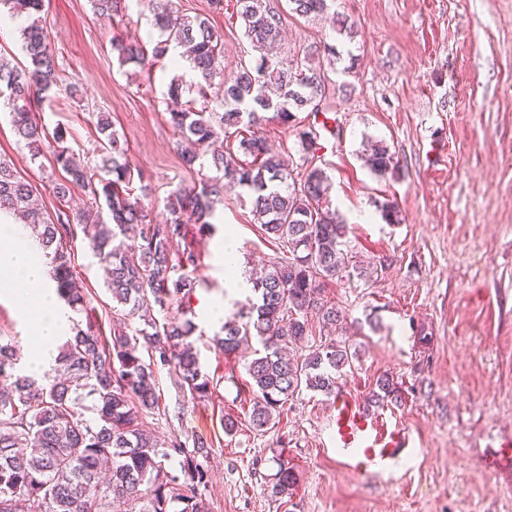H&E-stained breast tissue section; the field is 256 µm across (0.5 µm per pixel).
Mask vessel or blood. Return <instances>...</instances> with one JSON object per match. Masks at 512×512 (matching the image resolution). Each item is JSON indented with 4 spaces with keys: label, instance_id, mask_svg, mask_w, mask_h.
Segmentation results:
<instances>
[{
    "label": "vessel or blood",
    "instance_id": "obj_1",
    "mask_svg": "<svg viewBox=\"0 0 512 512\" xmlns=\"http://www.w3.org/2000/svg\"><path fill=\"white\" fill-rule=\"evenodd\" d=\"M336 450L355 470L369 472L405 453L406 444L386 439L379 420L344 397L336 404Z\"/></svg>",
    "mask_w": 512,
    "mask_h": 512
}]
</instances>
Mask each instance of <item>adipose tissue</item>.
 I'll list each match as a JSON object with an SVG mask.
<instances>
[{"label": "adipose tissue", "mask_w": 512, "mask_h": 512, "mask_svg": "<svg viewBox=\"0 0 512 512\" xmlns=\"http://www.w3.org/2000/svg\"><path fill=\"white\" fill-rule=\"evenodd\" d=\"M0 278L9 281L18 301L33 305L29 357L35 366H50L56 357L57 341L69 327L70 313L48 282L45 266L30 247L22 225L0 224Z\"/></svg>", "instance_id": "adipose-tissue-1"}]
</instances>
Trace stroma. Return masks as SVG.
<instances>
[{
    "label": "stroma",
    "instance_id": "1",
    "mask_svg": "<svg viewBox=\"0 0 512 512\" xmlns=\"http://www.w3.org/2000/svg\"><path fill=\"white\" fill-rule=\"evenodd\" d=\"M283 16L281 57L312 43L352 53L356 65L334 73L335 91L323 106L333 118L321 126L299 113V127L277 122L264 133L290 167L304 153L298 130L317 136L313 163L330 178V208L347 223L350 262L344 277L320 282L324 302L346 313L337 342L353 366L341 392L363 405L383 374L398 383L403 403L370 408L388 432L405 434L408 449L382 471L360 474L336 451V399L306 390L285 403L264 430L250 422L252 392L246 364L260 344L224 354L213 338L246 290L238 280L286 261L280 243L265 235L240 188L225 189L215 204L217 231L189 230L180 248L200 255L190 300L202 369L212 396L178 392L168 369L155 372L159 408L143 414L160 438L203 435L214 447L204 494L209 512H512V460L499 451L512 443V0H335L354 21L348 37L318 18L292 13L288 0H270ZM179 12L211 14L224 37V71L255 53L244 36L236 0L211 13L210 0H172ZM64 83L77 99L44 101L48 127L68 131L66 144L88 166L99 162L97 121L108 115L133 168L153 189V222L166 220L169 193L197 182L183 166L181 136L168 122L173 78L192 79L185 65L163 59L147 69L120 65L117 41L158 39L152 0H127L121 15L102 19L89 0H45L41 13ZM389 145L395 174L365 164L367 140ZM0 158L28 182L48 213L71 203L90 207L89 191L59 199L63 178L50 150L38 159L0 112ZM395 202L401 223H386L381 205ZM232 241L238 267L224 266ZM73 272L87 289L100 335L112 329L113 302L88 241L75 233ZM388 260L379 269L380 260ZM32 310L0 288V336L11 339L19 367L29 371ZM237 424L225 433V421ZM291 467L292 495L271 497L281 466Z\"/></svg>",
    "mask_w": 512,
    "mask_h": 512
}]
</instances>
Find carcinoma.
Listing matches in <instances>:
<instances>
[{
	"mask_svg": "<svg viewBox=\"0 0 512 512\" xmlns=\"http://www.w3.org/2000/svg\"><path fill=\"white\" fill-rule=\"evenodd\" d=\"M301 17H321L347 35L354 32L348 18L329 13L330 0H289ZM244 35L255 51L256 62L245 61L224 79L220 111L208 106L207 93L221 76L223 36L207 17H194L156 0L155 42H120L114 49L121 64L144 67L164 59L170 51L186 48L183 57L196 79L202 104L182 98V81L169 84L167 114L170 125L182 134L181 157L189 167L207 166L217 175L175 189L167 200L169 218L154 223L143 203L151 186L143 174H134L109 117H99L103 136L99 185L92 184L90 168L76 161L62 146L67 131H53L37 119L35 107L61 93L74 95L76 85L60 79L39 14L43 0H0V6L29 20L22 29V49L29 64L0 61V105L9 109L15 134L34 157L42 145L54 142L53 163L65 173L54 187L65 198L73 187L89 188L93 199H104L109 220L89 222L86 214L43 210L31 186L17 178L10 164L0 160V213H12L31 227L58 298L71 311L85 315L86 324L73 322L72 335L58 346L55 367L40 376L19 368L16 346L0 342V379L9 389L0 395V503L9 512H205L203 491L210 482L207 459L212 442L197 435L191 440L160 441L142 427L141 415L159 407L155 369L166 367L175 387L193 400L212 396L213 381L203 372L192 340L196 324L190 298V276L199 255L185 249L174 256L172 246L191 225L202 235L216 231L214 204L224 183L250 190L254 220L265 234L288 248V263L275 265L252 282L257 300H248L241 318L224 321L219 342L224 353L238 350L248 338H258L263 352L247 363L255 401L250 413L254 428L267 427L290 397L307 388L326 395L336 392V374L350 364L348 348L330 341L306 354L290 356L308 336V314L316 312L326 325L345 320L341 309L318 299L316 280L334 278L347 268L344 250L346 222L327 206L328 176L317 166L294 173L273 152L261 134L266 114L292 126L297 113L319 114L320 103L334 89L322 68L308 65L306 57L324 54L332 67L340 56L336 48L318 51L310 46L305 58L283 61L263 51L280 39L281 14L266 0H237ZM94 12L117 16L122 0H92ZM239 138L243 158L232 152L214 153L206 162L195 150L199 143L219 138ZM398 159L387 146L372 145L370 168L393 172ZM139 187H134V180ZM139 193H134V190ZM79 226L92 254L106 267L107 290L125 316L140 326L130 333L125 322L113 327L108 338L92 330L88 293L78 285L70 253L63 240ZM184 306L181 320L159 322L154 312L170 305ZM396 404L401 394L394 378H377L367 396V406ZM91 416H85V413ZM179 458V470L165 463ZM295 477L280 467L271 488L274 497L291 494Z\"/></svg>",
	"mask_w": 512,
	"mask_h": 512,
	"instance_id": "cac0c4a2",
	"label": "carcinoma"
}]
</instances>
